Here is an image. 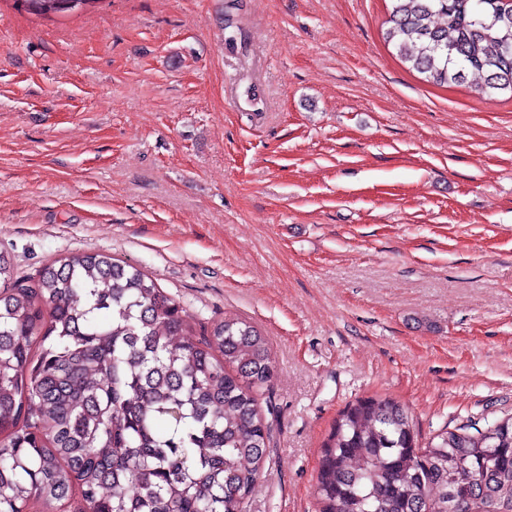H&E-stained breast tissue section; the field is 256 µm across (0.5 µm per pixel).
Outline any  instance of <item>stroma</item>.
I'll return each mask as SVG.
<instances>
[{"instance_id":"35a3bbf8","label":"stroma","mask_w":512,"mask_h":512,"mask_svg":"<svg viewBox=\"0 0 512 512\" xmlns=\"http://www.w3.org/2000/svg\"><path fill=\"white\" fill-rule=\"evenodd\" d=\"M391 0H0V250L97 251L195 326L268 338L247 512H319L320 447L381 395L420 441L512 414V93L437 86Z\"/></svg>"}]
</instances>
